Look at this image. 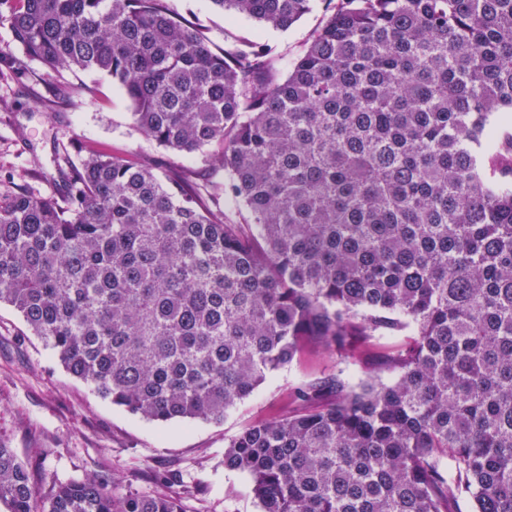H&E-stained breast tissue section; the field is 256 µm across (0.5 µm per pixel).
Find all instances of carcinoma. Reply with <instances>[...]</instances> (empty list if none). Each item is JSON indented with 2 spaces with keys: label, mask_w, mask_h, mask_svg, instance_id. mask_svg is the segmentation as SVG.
I'll return each instance as SVG.
<instances>
[{
  "label": "carcinoma",
  "mask_w": 512,
  "mask_h": 512,
  "mask_svg": "<svg viewBox=\"0 0 512 512\" xmlns=\"http://www.w3.org/2000/svg\"><path fill=\"white\" fill-rule=\"evenodd\" d=\"M310 2L211 0L281 30ZM4 22L25 57L0 74L104 73L137 129L224 171L204 198L86 146L54 194L0 199V304L69 375L152 422H219L322 349L366 379L305 385L225 445L261 512H512V133L491 122L512 0H339L288 62L214 50L169 0H0ZM0 504L183 512L99 476L44 494L2 444Z\"/></svg>",
  "instance_id": "carcinoma-1"
}]
</instances>
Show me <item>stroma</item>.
Here are the masks:
<instances>
[{
    "label": "stroma",
    "mask_w": 512,
    "mask_h": 512,
    "mask_svg": "<svg viewBox=\"0 0 512 512\" xmlns=\"http://www.w3.org/2000/svg\"><path fill=\"white\" fill-rule=\"evenodd\" d=\"M174 9L204 31L215 49L260 42L287 59L300 56L335 0H312L311 11L286 30L229 18L210 0H172ZM76 92L67 102L53 96L55 79L29 61L25 75L0 76V191L9 183L33 193L55 190L58 154L80 158L88 144L109 154L146 157L159 176L182 161L134 127L131 105L103 73L69 72ZM342 372L350 383L365 377L361 365L308 349L273 371L255 393L220 422L157 424L126 412L71 377L20 315L0 305V442L14 448L38 488L54 479H113L140 494L168 490L185 512H260L248 480L224 466V445L255 421L281 418L296 406L298 388Z\"/></svg>",
    "instance_id": "stroma-1"
}]
</instances>
